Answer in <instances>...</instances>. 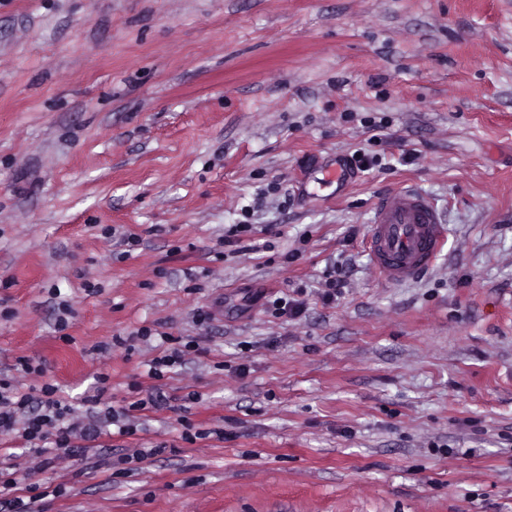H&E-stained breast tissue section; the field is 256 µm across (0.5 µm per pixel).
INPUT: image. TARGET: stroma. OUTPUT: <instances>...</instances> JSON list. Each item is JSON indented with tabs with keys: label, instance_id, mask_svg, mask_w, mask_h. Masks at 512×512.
Listing matches in <instances>:
<instances>
[{
	"label": "stroma",
	"instance_id": "1",
	"mask_svg": "<svg viewBox=\"0 0 512 512\" xmlns=\"http://www.w3.org/2000/svg\"><path fill=\"white\" fill-rule=\"evenodd\" d=\"M404 189L447 242L395 284L367 241ZM165 335L201 349L154 379ZM21 358L79 416L100 374L162 400L48 465L0 434L40 512H512V0H0V373Z\"/></svg>",
	"mask_w": 512,
	"mask_h": 512
}]
</instances>
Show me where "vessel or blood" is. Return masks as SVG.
<instances>
[{"instance_id": "1", "label": "vessel or blood", "mask_w": 512, "mask_h": 512, "mask_svg": "<svg viewBox=\"0 0 512 512\" xmlns=\"http://www.w3.org/2000/svg\"><path fill=\"white\" fill-rule=\"evenodd\" d=\"M444 242L439 214L421 192L402 190L377 202L368 250L373 269L385 281L414 280L433 267Z\"/></svg>"}]
</instances>
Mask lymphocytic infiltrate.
Segmentation results:
<instances>
[{
  "label": "lymphocytic infiltrate",
  "mask_w": 512,
  "mask_h": 512,
  "mask_svg": "<svg viewBox=\"0 0 512 512\" xmlns=\"http://www.w3.org/2000/svg\"><path fill=\"white\" fill-rule=\"evenodd\" d=\"M93 411L79 418L61 389L51 383L20 391L10 378H0V434L21 439L29 452L43 456L49 450L72 451L78 442H93L105 435L107 426L118 425L120 434H135V414L156 406L150 394L120 407L93 396Z\"/></svg>",
  "instance_id": "obj_1"
}]
</instances>
